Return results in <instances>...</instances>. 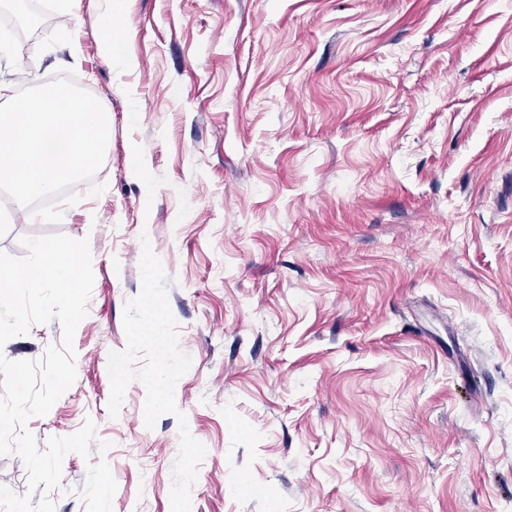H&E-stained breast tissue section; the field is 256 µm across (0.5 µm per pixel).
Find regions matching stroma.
Instances as JSON below:
<instances>
[{"label":"stroma","instance_id":"1","mask_svg":"<svg viewBox=\"0 0 512 512\" xmlns=\"http://www.w3.org/2000/svg\"><path fill=\"white\" fill-rule=\"evenodd\" d=\"M48 2L0 32V104L70 68L111 127L57 227L0 207V251H91L76 381L28 427L110 447L66 455L56 512L102 458L113 512H172L181 414L192 512H512V0ZM144 233L192 360L151 428L107 369Z\"/></svg>","mask_w":512,"mask_h":512}]
</instances>
